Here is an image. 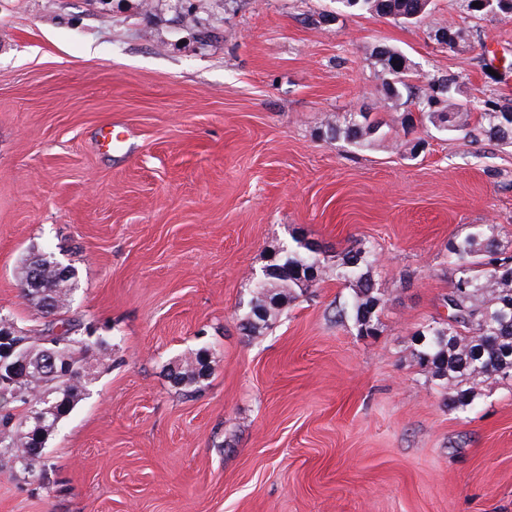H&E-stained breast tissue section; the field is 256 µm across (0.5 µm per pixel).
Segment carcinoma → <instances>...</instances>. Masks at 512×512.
<instances>
[{"instance_id":"carcinoma-1","label":"carcinoma","mask_w":512,"mask_h":512,"mask_svg":"<svg viewBox=\"0 0 512 512\" xmlns=\"http://www.w3.org/2000/svg\"><path fill=\"white\" fill-rule=\"evenodd\" d=\"M343 7L380 17H401L416 12L428 0H337ZM379 68L384 99L397 106L414 105L439 132L459 131L469 126L471 112H461L451 102L457 78L441 75L420 87L412 82V64L403 53L377 46L370 54ZM392 133V127L353 112L344 121L328 119L323 135L356 149L373 146ZM480 134L490 141L512 144V105L494 106L481 113ZM296 246L282 249L268 268L275 273L278 295L309 288L326 266L320 245L295 240ZM448 253L456 274L445 297L448 319L428 323L417 331L413 355L448 390L449 410L465 414L478 397L477 386L488 379L512 381V256L499 252L497 228L481 224L450 243ZM372 251L362 244L347 249L331 266L336 280L349 283L353 299L337 310V317L352 319L361 336L379 330L380 288L372 276ZM76 278L75 267L65 265L47 252L26 260L22 278L23 297L35 304L44 318L39 335L18 328L14 320L0 314V390L3 381L17 392L9 401L0 399V466L43 475L52 465L44 462L50 434L73 411L81 394L95 380V370L84 354L103 345L92 334L78 332L76 320L65 317L73 288L65 284ZM270 295L262 278H257L240 328L255 335L266 328L271 317ZM208 369L207 356L178 361L168 368L176 386L198 383Z\"/></svg>"}]
</instances>
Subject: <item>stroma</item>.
<instances>
[{"instance_id": "1", "label": "stroma", "mask_w": 512, "mask_h": 512, "mask_svg": "<svg viewBox=\"0 0 512 512\" xmlns=\"http://www.w3.org/2000/svg\"><path fill=\"white\" fill-rule=\"evenodd\" d=\"M379 45L416 84L455 75L468 129L326 140L366 105L396 123ZM508 99L512 19L465 0L417 24L336 0H0V313L41 325L20 284L51 252L76 268L69 317L105 341L47 480L0 473V512H512V382L461 417L411 356L448 316L449 242L494 224L512 254V145L476 136L479 105ZM114 125L123 148L101 147ZM295 233L329 265L371 248L378 335L337 320L353 291L330 277L241 330ZM202 349L208 376L173 385L169 363Z\"/></svg>"}]
</instances>
